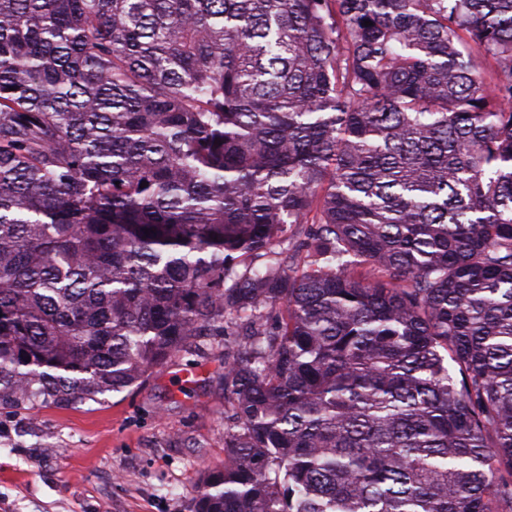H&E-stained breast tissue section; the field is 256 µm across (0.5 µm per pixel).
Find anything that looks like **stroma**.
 Returning <instances> with one entry per match:
<instances>
[{"label":"stroma","mask_w":512,"mask_h":512,"mask_svg":"<svg viewBox=\"0 0 512 512\" xmlns=\"http://www.w3.org/2000/svg\"><path fill=\"white\" fill-rule=\"evenodd\" d=\"M203 336L138 386L0 408V512H189L224 463V362Z\"/></svg>","instance_id":"stroma-1"}]
</instances>
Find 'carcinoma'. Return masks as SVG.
Segmentation results:
<instances>
[{"mask_svg": "<svg viewBox=\"0 0 512 512\" xmlns=\"http://www.w3.org/2000/svg\"><path fill=\"white\" fill-rule=\"evenodd\" d=\"M228 318L189 512H512V0H0V406Z\"/></svg>", "mask_w": 512, "mask_h": 512, "instance_id": "obj_1", "label": "carcinoma"}]
</instances>
